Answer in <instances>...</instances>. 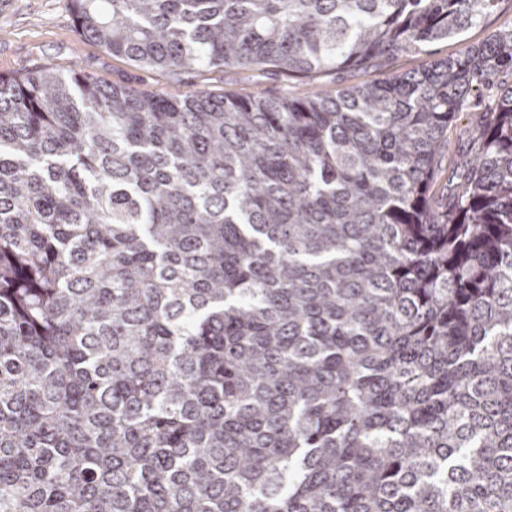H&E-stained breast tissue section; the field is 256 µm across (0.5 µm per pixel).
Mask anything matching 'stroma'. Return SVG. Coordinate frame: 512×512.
Here are the masks:
<instances>
[{
    "label": "stroma",
    "instance_id": "obj_1",
    "mask_svg": "<svg viewBox=\"0 0 512 512\" xmlns=\"http://www.w3.org/2000/svg\"><path fill=\"white\" fill-rule=\"evenodd\" d=\"M512 23V0H501L496 11L460 36L437 43L436 54L445 57L464 51L485 40L495 30ZM429 60L425 54H403L392 58L382 72H329L320 77L316 89L331 93L337 88L360 84L421 68ZM80 65L105 83L138 91L164 94L175 89H202L233 96L268 98L299 96L308 87L277 68L256 73L243 67L189 69L177 73L143 68L112 55L98 43L85 38L74 21L69 0H0V75H21L48 67L60 72ZM496 87L472 93L466 112L448 130V149L439 166L436 192L453 189L462 164L472 149L471 127L476 111L496 95Z\"/></svg>",
    "mask_w": 512,
    "mask_h": 512
}]
</instances>
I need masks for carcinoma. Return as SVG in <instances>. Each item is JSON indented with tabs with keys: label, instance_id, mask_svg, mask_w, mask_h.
<instances>
[{
	"label": "carcinoma",
	"instance_id": "carcinoma-1",
	"mask_svg": "<svg viewBox=\"0 0 512 512\" xmlns=\"http://www.w3.org/2000/svg\"><path fill=\"white\" fill-rule=\"evenodd\" d=\"M501 0H70L179 71L381 70ZM512 26L298 98L0 76V512H512ZM428 61L426 54H403L392 58L382 71L360 72H329L320 77L315 87L323 93L335 92L337 88L369 82L379 78L394 76L396 74L421 68ZM498 90L499 87L495 85L482 89L479 93L473 92L468 97L467 112H463L453 122V126L448 129V150L441 158L439 174L434 187L437 194H441L443 191L447 192L456 186L461 166L471 154V127L475 113H477L475 111L484 108Z\"/></svg>",
	"mask_w": 512,
	"mask_h": 512
}]
</instances>
